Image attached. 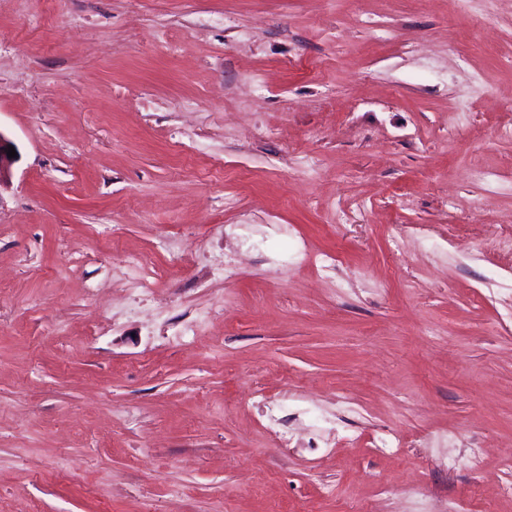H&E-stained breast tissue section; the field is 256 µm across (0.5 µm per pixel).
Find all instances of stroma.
Here are the masks:
<instances>
[{
    "label": "stroma",
    "instance_id": "stroma-1",
    "mask_svg": "<svg viewBox=\"0 0 512 512\" xmlns=\"http://www.w3.org/2000/svg\"><path fill=\"white\" fill-rule=\"evenodd\" d=\"M510 96L512 0H0V512H512Z\"/></svg>",
    "mask_w": 512,
    "mask_h": 512
}]
</instances>
